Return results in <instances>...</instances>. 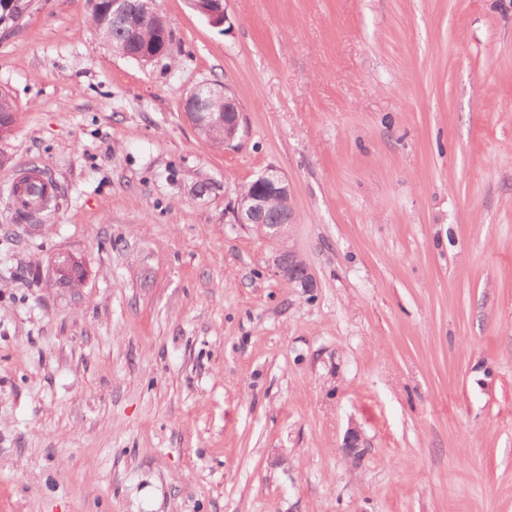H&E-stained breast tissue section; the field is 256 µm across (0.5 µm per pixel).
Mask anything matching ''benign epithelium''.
Returning <instances> with one entry per match:
<instances>
[{
    "instance_id": "7a95c632",
    "label": "benign epithelium",
    "mask_w": 512,
    "mask_h": 512,
    "mask_svg": "<svg viewBox=\"0 0 512 512\" xmlns=\"http://www.w3.org/2000/svg\"><path fill=\"white\" fill-rule=\"evenodd\" d=\"M195 7L207 16L214 25H221L228 20L224 0H194ZM107 8L114 13L127 15L136 24H142L159 14L153 8V0H112ZM168 26L156 30L155 38L150 44L138 47L133 56L137 60L153 61L162 55L167 40ZM200 86H195L186 97L184 109L194 127H203L219 119L224 114V145L230 146L239 133L242 113L235 99L228 94L210 92L208 96L199 93ZM253 190L247 194H238L237 206L233 208L232 217L235 224H254L277 245L274 266L277 276L288 286L300 288L305 292L313 291L316 281L309 268L298 259L297 253L287 245L289 239L288 224H279L273 232L266 231L261 217L268 205L283 196H291L288 178L278 169L270 167L252 182Z\"/></svg>"
}]
</instances>
